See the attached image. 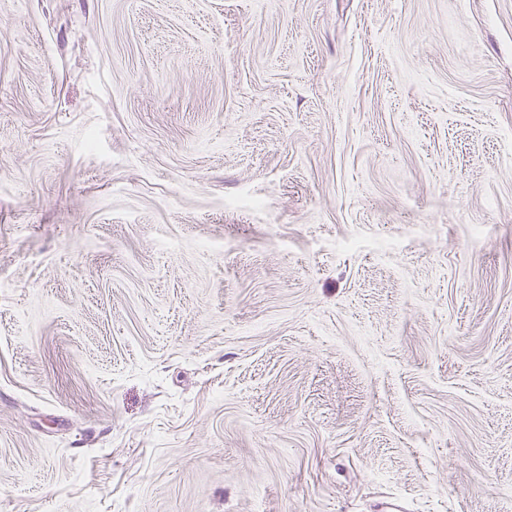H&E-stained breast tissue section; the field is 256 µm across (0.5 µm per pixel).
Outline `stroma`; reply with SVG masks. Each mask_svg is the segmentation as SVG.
<instances>
[{
  "label": "stroma",
  "mask_w": 512,
  "mask_h": 512,
  "mask_svg": "<svg viewBox=\"0 0 512 512\" xmlns=\"http://www.w3.org/2000/svg\"><path fill=\"white\" fill-rule=\"evenodd\" d=\"M0 512H512V0H0Z\"/></svg>",
  "instance_id": "obj_1"
}]
</instances>
